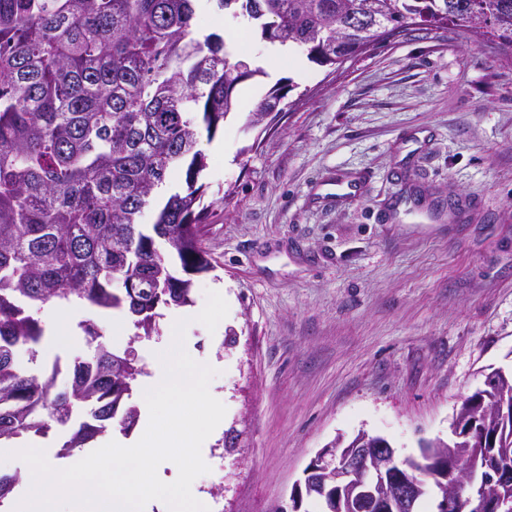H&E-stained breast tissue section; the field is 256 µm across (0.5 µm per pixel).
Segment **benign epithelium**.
<instances>
[{
    "label": "benign epithelium",
    "mask_w": 512,
    "mask_h": 512,
    "mask_svg": "<svg viewBox=\"0 0 512 512\" xmlns=\"http://www.w3.org/2000/svg\"><path fill=\"white\" fill-rule=\"evenodd\" d=\"M512 472L476 451L471 459L424 449L421 459H399L386 439L358 433L345 448H324L291 492L292 512L320 491L333 512H415L425 487L434 488L439 512H504L498 485Z\"/></svg>",
    "instance_id": "benign-epithelium-1"
}]
</instances>
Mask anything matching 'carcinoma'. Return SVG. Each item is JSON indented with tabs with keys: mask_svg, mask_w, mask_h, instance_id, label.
Wrapping results in <instances>:
<instances>
[{
	"mask_svg": "<svg viewBox=\"0 0 512 512\" xmlns=\"http://www.w3.org/2000/svg\"><path fill=\"white\" fill-rule=\"evenodd\" d=\"M198 0H0V441L46 434L88 409L71 452L105 433L115 417L133 427L126 404L144 374L133 347L116 351L100 328L66 384L58 366L35 373L45 337L38 317L75 303L134 318L136 337L157 332V308L191 303V276L211 268L200 245L208 217L198 176L211 138L234 110L239 84L264 71L232 59L224 37H195ZM262 39L303 48L334 68L410 24L465 27L512 48V0H216ZM287 86L269 90L248 124H259ZM176 168L185 189L154 223H141L155 190ZM453 426L466 439L427 441L466 458L483 435L512 449L504 424L464 400Z\"/></svg>",
	"mask_w": 512,
	"mask_h": 512,
	"instance_id": "1",
	"label": "carcinoma"
}]
</instances>
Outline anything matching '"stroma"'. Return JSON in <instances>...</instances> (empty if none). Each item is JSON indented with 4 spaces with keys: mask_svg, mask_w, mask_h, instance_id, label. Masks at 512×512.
Returning <instances> with one entry per match:
<instances>
[{
    "mask_svg": "<svg viewBox=\"0 0 512 512\" xmlns=\"http://www.w3.org/2000/svg\"><path fill=\"white\" fill-rule=\"evenodd\" d=\"M214 31L265 73L238 85L235 111L199 143L213 268L193 275L190 309L220 282L229 312L219 335L185 331L226 407L193 487L211 492L213 512H274L335 439L364 430L419 456L421 442L450 437L490 373L512 371V49L417 25L334 71L291 46L267 65L273 46L247 20L200 10L199 34ZM286 80L275 120L249 126L246 103ZM336 181L359 187L328 197ZM81 317L144 366L173 334L164 318L139 338L90 307ZM60 329L67 343L43 341L29 368H59L62 383L92 348L79 325ZM82 420L40 438L56 465L101 446L62 454Z\"/></svg>",
    "mask_w": 512,
    "mask_h": 512,
    "instance_id": "1",
    "label": "stroma"
}]
</instances>
